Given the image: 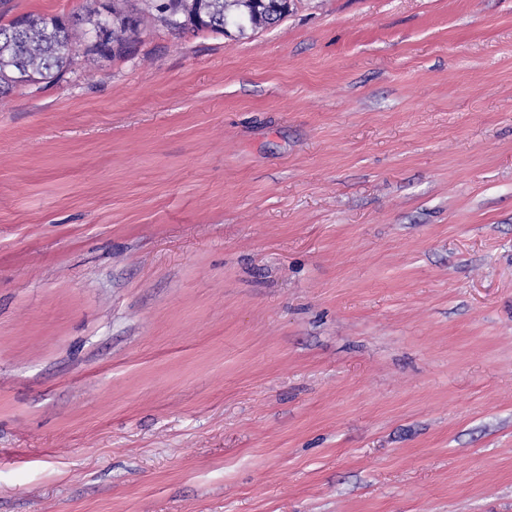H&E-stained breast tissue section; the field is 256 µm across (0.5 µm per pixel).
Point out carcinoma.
<instances>
[{"label": "carcinoma", "instance_id": "1", "mask_svg": "<svg viewBox=\"0 0 512 512\" xmlns=\"http://www.w3.org/2000/svg\"><path fill=\"white\" fill-rule=\"evenodd\" d=\"M288 0H109L94 15L68 17L26 14L0 24V96L22 84L52 82L72 63L70 45L121 58L147 31L146 16L174 35L209 30L231 35L275 24L288 15Z\"/></svg>", "mask_w": 512, "mask_h": 512}]
</instances>
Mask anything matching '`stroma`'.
<instances>
[{
	"label": "stroma",
	"instance_id": "35a3bbf8",
	"mask_svg": "<svg viewBox=\"0 0 512 512\" xmlns=\"http://www.w3.org/2000/svg\"><path fill=\"white\" fill-rule=\"evenodd\" d=\"M0 512H512V0L0 98Z\"/></svg>",
	"mask_w": 512,
	"mask_h": 512
}]
</instances>
